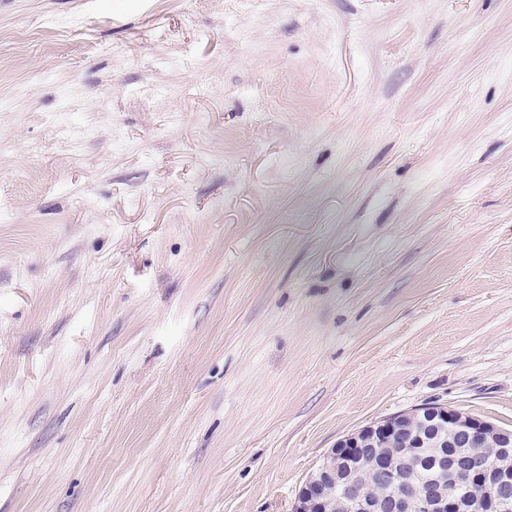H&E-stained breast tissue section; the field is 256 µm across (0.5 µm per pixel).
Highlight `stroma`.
Instances as JSON below:
<instances>
[{"label":"stroma","mask_w":512,"mask_h":512,"mask_svg":"<svg viewBox=\"0 0 512 512\" xmlns=\"http://www.w3.org/2000/svg\"><path fill=\"white\" fill-rule=\"evenodd\" d=\"M426 404L512 430V0H0V512H292Z\"/></svg>","instance_id":"35a3bbf8"}]
</instances>
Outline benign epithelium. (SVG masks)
<instances>
[{
	"mask_svg": "<svg viewBox=\"0 0 512 512\" xmlns=\"http://www.w3.org/2000/svg\"><path fill=\"white\" fill-rule=\"evenodd\" d=\"M447 448L483 449L481 457L460 456L448 481L485 489L487 512H512V431L438 404L392 414L340 440L305 482L293 512H331L323 488L336 483L345 490L340 512H467L466 503L451 495L439 478ZM368 452L377 458L388 452L395 457L414 456L419 468L438 477L427 483L425 496L418 501L406 489L408 478L392 461L382 460L362 475ZM367 478L392 492L367 494L363 491Z\"/></svg>",
	"mask_w": 512,
	"mask_h": 512,
	"instance_id": "1",
	"label": "benign epithelium"
}]
</instances>
